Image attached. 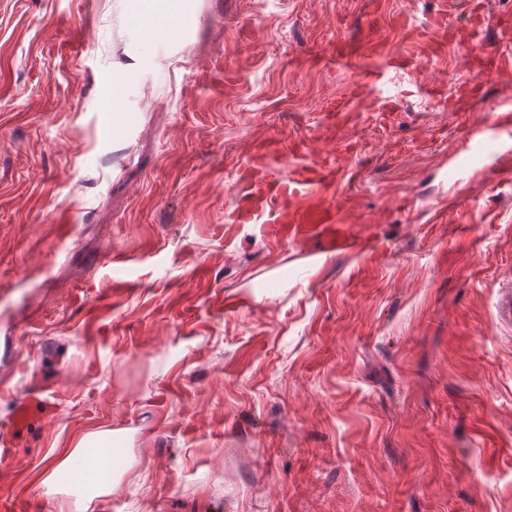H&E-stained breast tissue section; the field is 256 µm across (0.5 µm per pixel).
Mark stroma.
Masks as SVG:
<instances>
[{
  "label": "stroma",
  "mask_w": 512,
  "mask_h": 512,
  "mask_svg": "<svg viewBox=\"0 0 512 512\" xmlns=\"http://www.w3.org/2000/svg\"><path fill=\"white\" fill-rule=\"evenodd\" d=\"M134 9L0 0V496L109 428L87 512H512V0H192L130 73ZM39 412V403L23 398L16 406L12 424L15 431H22L29 427L34 416Z\"/></svg>",
  "instance_id": "1"
}]
</instances>
